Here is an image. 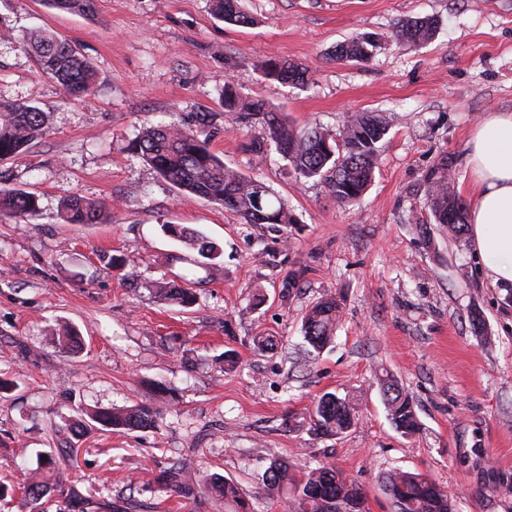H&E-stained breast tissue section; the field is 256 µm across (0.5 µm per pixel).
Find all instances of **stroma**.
I'll return each mask as SVG.
<instances>
[{
    "label": "stroma",
    "instance_id": "35a3bbf8",
    "mask_svg": "<svg viewBox=\"0 0 512 512\" xmlns=\"http://www.w3.org/2000/svg\"><path fill=\"white\" fill-rule=\"evenodd\" d=\"M250 27L219 21L210 0H94L87 14L42 0H0L12 24L0 39V102L35 105L48 131L28 152L0 160V189L39 197L25 222L0 215V512H31L30 476L77 488L87 512L132 503L142 512H224L187 506L155 478L188 459L202 474L235 481L256 512H285L262 477L273 460L325 463L356 482L367 512H392L387 473L427 475L455 512H512V288L486 277L468 237L433 224L425 175L441 156L471 199L467 141L491 111L512 113V0H240ZM434 17V39L403 46L404 20ZM51 28L93 64L97 92L69 99L44 75L26 40ZM369 33L368 61H333L336 47ZM264 56L307 67L306 87L265 80ZM232 81L295 126L338 131L351 112L388 123L374 180L359 202L336 203L319 179L298 178L263 125L224 113ZM180 118L241 174L291 208L288 225L248 224L182 194L134 153L143 128ZM264 144L251 151V142ZM73 194L104 202L99 224H65ZM181 224L223 249L210 277L165 235ZM122 256L126 284L102 254ZM301 272L300 286L282 283ZM195 282L189 310L154 303L150 282ZM342 303L336 338L305 359L301 320L312 301ZM478 310L485 335L469 314ZM67 323L83 347L64 353L49 336ZM278 346L261 351L254 337ZM413 397L419 433L391 425L379 380ZM167 388L158 394L157 385ZM326 392L358 403L347 433L318 435L312 411ZM151 403L154 428L116 432L85 413ZM58 465L46 471L45 457Z\"/></svg>",
    "mask_w": 512,
    "mask_h": 512
}]
</instances>
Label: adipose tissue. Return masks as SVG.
I'll list each match as a JSON object with an SVG mask.
<instances>
[{"label": "adipose tissue", "mask_w": 512, "mask_h": 512, "mask_svg": "<svg viewBox=\"0 0 512 512\" xmlns=\"http://www.w3.org/2000/svg\"><path fill=\"white\" fill-rule=\"evenodd\" d=\"M469 236L493 283H512V113L490 112L468 143Z\"/></svg>", "instance_id": "ef3b65f1"}]
</instances>
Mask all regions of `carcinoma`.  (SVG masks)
I'll list each match as a JSON object with an SVG mask.
<instances>
[{"label": "carcinoma", "mask_w": 512, "mask_h": 512, "mask_svg": "<svg viewBox=\"0 0 512 512\" xmlns=\"http://www.w3.org/2000/svg\"><path fill=\"white\" fill-rule=\"evenodd\" d=\"M54 8L87 13L93 0H47ZM213 13L224 22L246 26L254 23L240 10L237 0H214ZM434 18L406 20L397 26L395 39L401 44L416 45L429 41L437 28ZM373 45L371 35L357 34L335 51L337 61H366ZM28 46L41 71L55 80L66 95L85 100L96 92V71L70 42L47 29L31 34ZM263 77L281 84L308 82L302 65L285 59L263 58L256 64ZM224 112L239 123L260 122L268 130L276 150L288 161L299 177H318L327 185L330 196L341 205L359 201L372 181L378 143L388 125L371 112L348 116L338 137L318 127H293L283 122L262 100H246L231 82L224 83ZM48 129L47 113L27 104H0V160L15 158L30 147ZM131 149L179 191L185 192L236 213L248 224H294L296 218L284 201L262 182L246 178L224 165L184 120L147 127L131 142ZM428 206L434 223L450 236L459 238L467 230L464 214L467 203L450 189V167L444 155L426 177ZM38 196L25 190H0V214L19 220L37 215ZM106 204L79 196L64 200L61 218L67 224H96L102 221ZM162 230L217 268L221 249L208 237L178 224H164ZM150 294L159 303H175L184 308L197 304L198 297L187 281L176 275L152 282ZM341 303L334 296L313 302L302 317L304 340L316 353L329 346L340 321ZM385 407L391 424L403 435L420 430L413 400L391 377L382 380ZM357 405L349 398L325 393L317 401L313 416L314 429L321 434L340 435L351 429ZM158 411L147 404H137L96 411L90 419L114 430L147 429L155 426ZM164 489L184 499H197L204 493L224 499V512H255L228 480L213 476L201 484L196 469L186 460L174 462L160 478ZM264 486L270 494H282L287 512H365L360 487L347 480L336 468L319 463L295 469L285 461L274 460L264 473ZM394 512H454L452 501L431 479L412 472L396 471L384 480ZM24 496L34 505L50 492L44 481L23 487Z\"/></svg>", "instance_id": "cac0c4a2"}]
</instances>
